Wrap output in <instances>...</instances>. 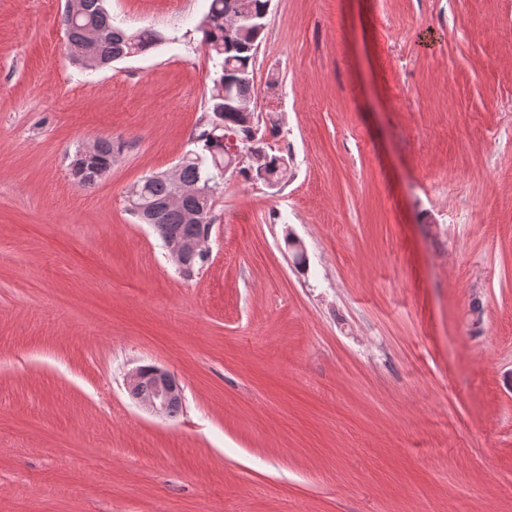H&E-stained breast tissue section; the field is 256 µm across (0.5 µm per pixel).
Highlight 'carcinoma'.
<instances>
[{
    "label": "carcinoma",
    "mask_w": 512,
    "mask_h": 512,
    "mask_svg": "<svg viewBox=\"0 0 512 512\" xmlns=\"http://www.w3.org/2000/svg\"><path fill=\"white\" fill-rule=\"evenodd\" d=\"M82 2V17L67 29L70 57L75 62L91 52L100 64L108 66L165 40L157 30L129 33L115 24L105 7L106 0ZM241 2L243 0H206V11L196 27L212 61L214 77L211 78L203 127L196 136V149L189 151V158L178 170V180L185 186L209 181L216 190L223 188L224 172L219 165L229 161L227 149L231 145L211 136L217 124L224 127V136L235 138L234 146L240 148L247 159V165L237 168V173L244 179L260 182L265 175L269 178L267 186L274 188L288 176V167L284 165L288 157L267 151L265 132L261 130L259 118L255 117L253 74L265 27H246L236 22ZM85 24L106 30L107 37L89 46L82 30ZM120 149L121 146L112 143L110 138L103 141L93 166L106 174ZM142 185L144 188L137 203L151 212L154 223L184 236L195 233V225L185 223L181 212L163 207L173 190L170 181L148 177Z\"/></svg>",
    "instance_id": "obj_1"
}]
</instances>
